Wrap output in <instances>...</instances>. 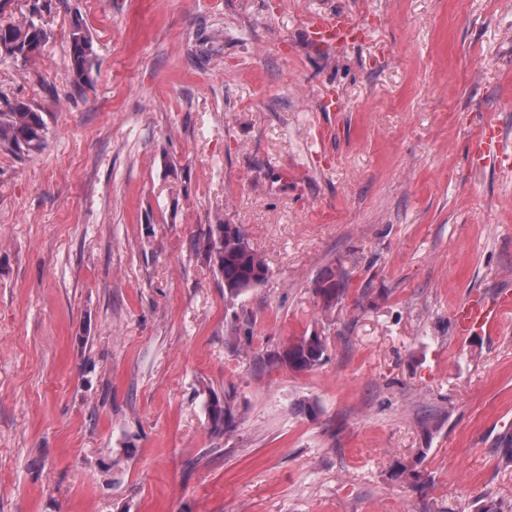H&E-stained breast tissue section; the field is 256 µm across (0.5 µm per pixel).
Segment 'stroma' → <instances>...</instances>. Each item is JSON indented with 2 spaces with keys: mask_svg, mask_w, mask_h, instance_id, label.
Here are the masks:
<instances>
[{
  "mask_svg": "<svg viewBox=\"0 0 512 512\" xmlns=\"http://www.w3.org/2000/svg\"><path fill=\"white\" fill-rule=\"evenodd\" d=\"M34 8L42 54L0 62V112L47 126L0 149V512L511 507L512 319L463 338L452 313L512 289V175L469 152L485 112L512 142V0H0V22ZM336 12L360 35L313 47ZM218 222L265 283L225 292ZM313 333L312 370L269 363ZM96 52L92 38L81 23H74L71 37L70 64L76 86L85 81L92 68ZM46 124L41 112L29 104L17 103L7 112H0V148L13 152L38 150ZM204 250L232 296L256 288L268 278V265L251 247L242 225H209ZM314 290L327 306L339 302L348 288V276L344 270L338 268L325 269L314 281ZM207 412L213 433H224V429L233 426L235 413L230 396H225L224 401L211 399L207 404Z\"/></svg>",
  "mask_w": 512,
  "mask_h": 512,
  "instance_id": "obj_1",
  "label": "stroma"
}]
</instances>
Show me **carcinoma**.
<instances>
[{
	"instance_id": "1",
	"label": "carcinoma",
	"mask_w": 512,
	"mask_h": 512,
	"mask_svg": "<svg viewBox=\"0 0 512 512\" xmlns=\"http://www.w3.org/2000/svg\"><path fill=\"white\" fill-rule=\"evenodd\" d=\"M48 41L44 26L30 18L20 24L0 25V59L28 60L38 56ZM96 52L92 38L80 22L74 23L71 37L70 64L75 85L85 81ZM46 124L38 109L17 103L0 112V148L13 152L37 150L44 141ZM207 259L224 278V289L237 296L265 282L269 268L249 243L241 225L211 224L205 237ZM348 288V276L340 268L325 269L314 281V290L324 304L339 302ZM324 341L317 335L298 336L288 342L273 360L290 371L306 372L320 364ZM211 430L220 434L233 426L235 413L231 398L211 399L207 404Z\"/></svg>"
}]
</instances>
